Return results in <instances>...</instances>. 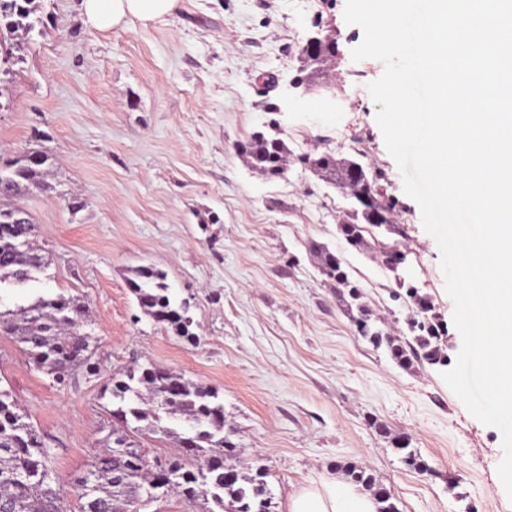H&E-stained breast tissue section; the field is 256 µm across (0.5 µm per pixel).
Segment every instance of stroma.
<instances>
[{
  "instance_id": "35a3bbf8",
  "label": "stroma",
  "mask_w": 512,
  "mask_h": 512,
  "mask_svg": "<svg viewBox=\"0 0 512 512\" xmlns=\"http://www.w3.org/2000/svg\"><path fill=\"white\" fill-rule=\"evenodd\" d=\"M39 2L46 33L6 88L0 157L33 148L52 159V191L22 198L48 266L27 287L0 290V309L47 291L79 296L100 371L54 384L0 335V388L54 449L67 506L116 424L113 380L151 364L218 390L236 446L228 462L245 476L266 472L274 512H286L294 490L351 466L388 489L400 512H512L500 431L467 410L441 366L400 367L363 338L348 286L320 271L325 246L397 337L410 333L406 291L415 289L447 324L446 352L457 357L438 246L375 120L368 86L384 64L353 61L364 33L345 22V0H180L165 21L110 31L85 24L81 0ZM330 25L341 55L332 105L323 91L289 86L300 46ZM273 121L291 161L270 180L239 147ZM355 127L370 146L361 157L348 145ZM305 154L359 158L405 236L372 228L363 247L349 245L338 226L350 204ZM394 242L407 253L395 272L380 260ZM141 267L164 272L189 300L197 342L142 313L130 287ZM392 432L408 437L428 472L405 463Z\"/></svg>"
}]
</instances>
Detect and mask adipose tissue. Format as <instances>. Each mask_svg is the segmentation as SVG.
Returning <instances> with one entry per match:
<instances>
[{
	"label": "adipose tissue",
	"instance_id": "obj_1",
	"mask_svg": "<svg viewBox=\"0 0 512 512\" xmlns=\"http://www.w3.org/2000/svg\"><path fill=\"white\" fill-rule=\"evenodd\" d=\"M179 0H82L86 24L98 31L122 27L131 20L155 22L174 13ZM368 493L339 480H324L297 490L287 512H377Z\"/></svg>",
	"mask_w": 512,
	"mask_h": 512
}]
</instances>
